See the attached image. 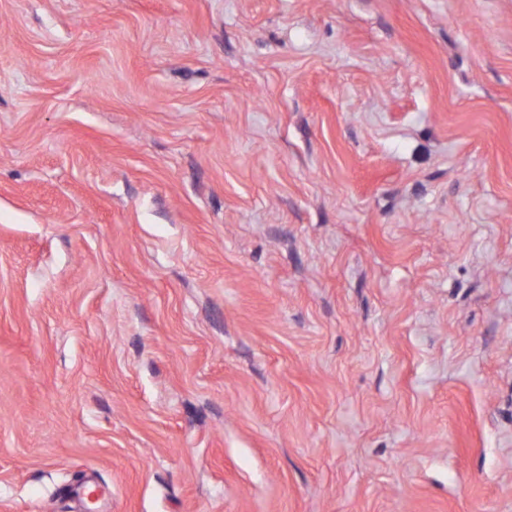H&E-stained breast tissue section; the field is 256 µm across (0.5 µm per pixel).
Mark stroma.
<instances>
[{
	"mask_svg": "<svg viewBox=\"0 0 512 512\" xmlns=\"http://www.w3.org/2000/svg\"><path fill=\"white\" fill-rule=\"evenodd\" d=\"M512 512V0H0V512Z\"/></svg>",
	"mask_w": 512,
	"mask_h": 512,
	"instance_id": "obj_1",
	"label": "stroma"
}]
</instances>
